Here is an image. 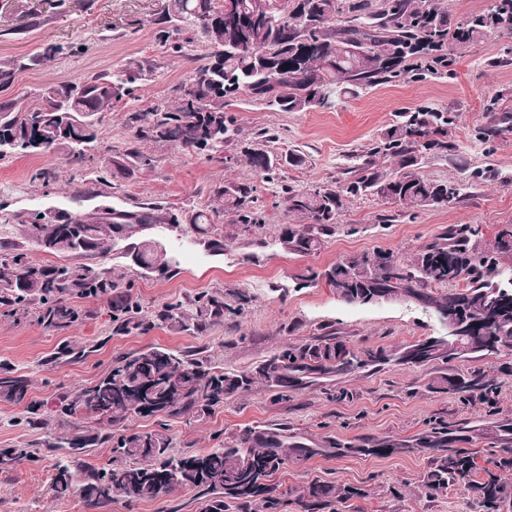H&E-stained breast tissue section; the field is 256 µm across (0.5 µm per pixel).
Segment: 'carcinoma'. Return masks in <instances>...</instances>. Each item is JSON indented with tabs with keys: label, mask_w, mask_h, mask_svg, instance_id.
Listing matches in <instances>:
<instances>
[{
	"label": "carcinoma",
	"mask_w": 512,
	"mask_h": 512,
	"mask_svg": "<svg viewBox=\"0 0 512 512\" xmlns=\"http://www.w3.org/2000/svg\"><path fill=\"white\" fill-rule=\"evenodd\" d=\"M171 2L180 20L175 24L168 15L158 18L162 43L180 53L200 37L208 52L187 77L193 83L191 99L176 93L162 104L129 113L126 124L133 145L106 164L114 179L152 164V157L136 147L143 141L187 152L205 151L226 167L237 164L239 157L224 153V145L238 134L227 112L241 91L282 112L331 109L341 96L357 95L413 71L436 74L448 67V56L462 55L472 43L501 38L506 31L512 35V0H490L483 11L455 23L431 0H233L235 11L227 14L226 0ZM265 51L274 57L275 85L258 63ZM61 55L62 45L47 43L30 57L0 58V89L9 88L19 72ZM151 72L148 62L131 60L118 71L46 86L33 100L0 101V141L17 142L19 154L62 152L69 164L81 166L114 104L135 96L139 83ZM450 124L446 112L405 113L382 132L379 145L362 155L352 180L340 185L283 186L288 212L306 223L282 225L280 244L302 255L323 250L327 238L336 234L350 196L371 195L405 211L457 204L460 188L456 183L432 179L422 171L426 157H446L453 150L448 141ZM380 153L396 160L397 171L378 163ZM244 156L263 181H278L279 158L260 147L245 149ZM214 196L220 202L215 210L149 203L126 212L122 224L98 222L92 212L67 214L57 224H45L41 214H35L31 222L22 223L26 240L45 253L76 261L42 264L18 243L0 241V314L32 312L40 325L61 330L81 319L71 300H104L114 335H143L156 326L174 333L203 334L226 315H247L250 296L212 290L165 303L146 316L131 282L87 262L129 241L138 253L139 274L165 276L172 272V265L167 253L149 247L150 231L159 224L182 226L210 251L221 253L224 234L217 219L224 216L252 244L263 246L256 238L264 217L254 186L226 182L214 189ZM494 239L495 245L489 246L482 226L458 224L421 247L409 261L382 249L364 251L311 273L307 282L325 279L348 304L356 303L361 292L395 294L426 308L454 311L467 320L488 318L485 333L464 337L465 348L456 354L434 346V336L417 341L422 349L419 365L434 369L427 384L430 392L483 403L496 390L493 379L480 368L462 371L448 364L512 354V285L492 282L499 260L512 255V224L499 229ZM450 283L459 287L450 288ZM408 348L406 344L395 349H356L327 332L282 345L247 370L231 371L199 352L149 347L117 358L97 381L63 394L53 417H32L35 406L25 376L0 375V400L24 406L28 412L24 421L31 426L45 428L55 420L66 429L50 435L44 444L72 451L70 463L58 467L52 491L65 496L74 475L81 472L82 497L92 508L105 507L115 499L160 501L181 488L198 491L199 512H279L281 493L272 478L290 461L317 455L422 453L428 459L422 479L428 498L456 485L469 495L476 512H512V484L501 476L512 471L511 417L455 425L439 421L410 437L335 440L326 448L289 444L283 428L246 427L222 448L189 455L172 453V438L163 423L150 432L123 427L134 416L174 417L190 412L204 416L224 399L257 384L286 400L291 392L324 388L358 372L378 373L388 366H401ZM90 422L109 425L114 431L103 433L88 426ZM480 441L496 460L494 469L485 468L483 477L476 478L477 452L471 446ZM101 444L111 448L107 467H88L83 453ZM33 457L25 448L0 449V469ZM295 493L298 512H338L335 503L366 495L362 488L318 480Z\"/></svg>",
	"instance_id": "1"
}]
</instances>
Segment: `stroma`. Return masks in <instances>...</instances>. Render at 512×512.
<instances>
[{
    "label": "stroma",
    "instance_id": "1",
    "mask_svg": "<svg viewBox=\"0 0 512 512\" xmlns=\"http://www.w3.org/2000/svg\"><path fill=\"white\" fill-rule=\"evenodd\" d=\"M61 9L43 11L29 24L32 0H12L0 14V58L30 54L42 43L63 45L68 53L17 75L12 86L0 90V100L31 96L43 87L116 70L130 60L152 63L154 74L134 97L117 103L102 123L98 142L82 167L69 166L62 154H8L0 158V238L23 241L24 215L59 209L78 216L106 204L134 210L145 202L179 209H207L217 204L216 186L227 181L255 186L266 224L255 246L237 231L224 226V251L217 254L196 242L189 233L158 225L153 236L173 258L172 275L134 276L121 252L100 259L114 276L134 277V293L145 311L193 297L206 290L235 289L253 299L244 319H225L202 336L175 334L157 327L144 335L112 334L105 301L79 299L76 307L91 311V318L54 330L34 316L0 315V373L26 376L33 402L53 407L60 395L96 380L112 360L147 347L204 350L229 369L242 370L273 349L328 331L337 332L349 345L394 347L426 336L442 335L432 311L411 301L373 305L347 304L325 281L305 282L308 270L321 271L342 257L383 249L408 259L448 226L479 224L487 230L512 224V61L496 62L498 48L489 43L470 46L444 75L420 79L405 76L356 97H346L330 110L280 112L240 95L228 111L240 129L227 152L238 155L231 168L206 161L170 145L145 143L142 149L155 159L153 167L138 169L127 179L102 182V160L123 153L131 132L125 125L129 112L146 110L172 96L202 54L194 45L176 54L162 46L154 23L165 0H65ZM23 33H16V26ZM430 108L447 113L448 139L454 149L445 157H428L423 171L429 177L457 182L461 201L451 208H424L406 212L367 195L349 198L325 248L315 255H300L283 248L281 225L294 223L282 201L284 184L306 186L347 179L355 158L379 140L397 113ZM496 126L497 136L484 140L479 128ZM275 134L268 149L283 157L301 150L306 161L282 165L278 183L255 174L239 153L256 143L262 131ZM494 170L480 180L475 169ZM46 171L49 185L33 175ZM94 342L100 349L84 360L53 362L63 342ZM431 370L402 366L378 374H357L343 379L349 392L335 400L321 389L292 393L288 401L275 400L271 390L256 386L213 407L202 417H134L129 428L147 432L166 424L174 454L208 451L230 441L241 428L289 427L298 441L318 449L329 439L411 435L429 423L473 421L483 415L482 405H465L451 395L427 390ZM20 406L0 401V448L26 446L37 459L10 470H0V512H90L80 489L58 498L51 491L57 465L68 451L47 448L45 430L22 421ZM423 455L390 457L351 454L339 458L315 456L284 466L274 481L283 492L282 512H296L294 488L312 481H329L365 489L366 495L340 504L339 512H473L468 495L458 486L436 498H427L421 480L427 470ZM397 487L392 497L389 487Z\"/></svg>",
    "mask_w": 512,
    "mask_h": 512
}]
</instances>
